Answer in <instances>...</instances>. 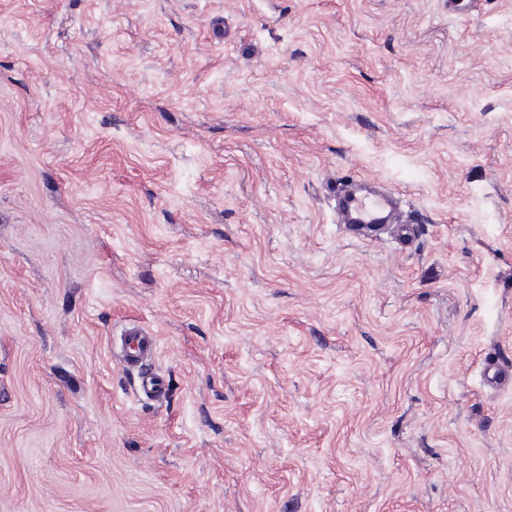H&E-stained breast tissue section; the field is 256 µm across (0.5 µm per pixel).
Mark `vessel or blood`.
<instances>
[{
	"instance_id": "obj_1",
	"label": "vessel or blood",
	"mask_w": 512,
	"mask_h": 512,
	"mask_svg": "<svg viewBox=\"0 0 512 512\" xmlns=\"http://www.w3.org/2000/svg\"><path fill=\"white\" fill-rule=\"evenodd\" d=\"M403 197L400 191L366 192L355 195L339 194L337 221L341 224L402 223ZM157 351V338L150 331L133 326L126 328L114 345V353L123 366L138 370L139 394L151 399L163 396L166 391L164 378L152 367Z\"/></svg>"
}]
</instances>
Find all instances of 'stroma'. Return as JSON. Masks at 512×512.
<instances>
[{
    "mask_svg": "<svg viewBox=\"0 0 512 512\" xmlns=\"http://www.w3.org/2000/svg\"><path fill=\"white\" fill-rule=\"evenodd\" d=\"M494 363L512 0H0V512H512ZM343 184L339 183L334 189L337 204V223L339 224H414L403 220V194L397 189H387L383 192H366L353 195L352 192L341 194ZM113 345L121 365L140 370L138 395L151 399L163 396L166 391L165 380L151 368L157 351L156 336L144 328L133 326L126 328Z\"/></svg>",
    "mask_w": 512,
    "mask_h": 512,
    "instance_id": "obj_1",
    "label": "stroma"
}]
</instances>
